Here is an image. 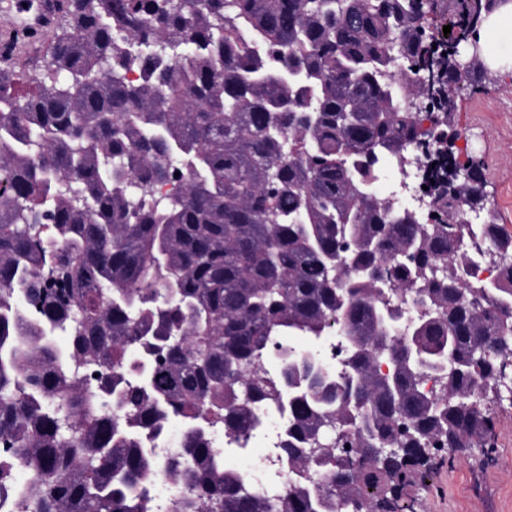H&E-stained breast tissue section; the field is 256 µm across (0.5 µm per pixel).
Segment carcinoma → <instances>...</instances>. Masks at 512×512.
Instances as JSON below:
<instances>
[{"label": "carcinoma", "mask_w": 512, "mask_h": 512, "mask_svg": "<svg viewBox=\"0 0 512 512\" xmlns=\"http://www.w3.org/2000/svg\"><path fill=\"white\" fill-rule=\"evenodd\" d=\"M433 8L69 0L49 66L0 67V497L18 512H412L419 476L493 447L489 403L512 395V235L482 165H442L451 112L429 132L436 222L377 192L423 141L404 101L434 109L414 80ZM458 41L448 87L484 75L479 40ZM479 261L501 278L471 282ZM331 336L336 363L320 356ZM489 340L498 356L481 359ZM267 413L288 427L255 490L224 456ZM347 444L364 449L352 470L336 465ZM159 476L172 494L150 493Z\"/></svg>", "instance_id": "obj_1"}]
</instances>
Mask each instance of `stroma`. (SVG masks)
<instances>
[{"instance_id":"stroma-1","label":"stroma","mask_w":512,"mask_h":512,"mask_svg":"<svg viewBox=\"0 0 512 512\" xmlns=\"http://www.w3.org/2000/svg\"><path fill=\"white\" fill-rule=\"evenodd\" d=\"M67 0H0V60L46 65V48ZM461 140L484 169L483 193L512 233V71H489L452 97ZM492 453L475 447L435 467L412 492L414 512H512V401L496 407Z\"/></svg>"}]
</instances>
